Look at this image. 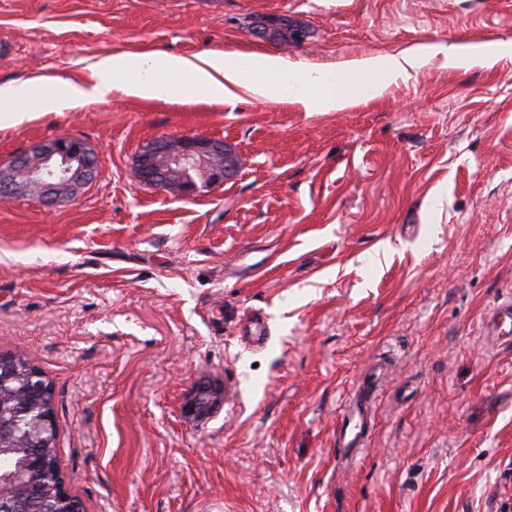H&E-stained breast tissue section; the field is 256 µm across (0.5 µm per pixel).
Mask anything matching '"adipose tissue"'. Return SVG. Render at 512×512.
Instances as JSON below:
<instances>
[{"mask_svg": "<svg viewBox=\"0 0 512 512\" xmlns=\"http://www.w3.org/2000/svg\"><path fill=\"white\" fill-rule=\"evenodd\" d=\"M425 62L423 55L378 56L353 62L346 77L294 66L287 58L263 53L229 55L206 51L190 57L162 51L100 57L92 66V82L79 85L56 77H34L40 93L24 87L0 89V129L53 112L75 108L86 101L105 100L119 91L142 101L175 102L169 78L185 75L199 92V102L233 103L241 96L297 104L310 112L341 109L356 93L380 95L393 81L409 77Z\"/></svg>", "mask_w": 512, "mask_h": 512, "instance_id": "obj_1", "label": "adipose tissue"}]
</instances>
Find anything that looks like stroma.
<instances>
[{"mask_svg":"<svg viewBox=\"0 0 512 512\" xmlns=\"http://www.w3.org/2000/svg\"><path fill=\"white\" fill-rule=\"evenodd\" d=\"M285 16L284 45L251 35ZM0 88L78 84L114 53L262 52L330 72L449 45H512V0H0ZM221 139L241 167L182 197L139 182L149 143ZM72 137L96 180L0 201V353L52 387L85 512H512V56L431 57L330 112L107 101L0 130V163ZM263 317L267 341L240 322ZM222 387L208 417L182 407ZM368 401L363 453L340 414ZM509 324V330L503 329V326ZM504 330V333H503ZM512 300L507 299L498 303L490 313V317L487 322L486 331L484 336L489 338L496 344L503 338L507 339L504 342L511 343L512 337ZM223 399V391L214 388L208 382L199 383L183 406L184 414L201 418L212 413Z\"/></svg>","mask_w":512,"mask_h":512,"instance_id":"obj_1","label":"stroma"}]
</instances>
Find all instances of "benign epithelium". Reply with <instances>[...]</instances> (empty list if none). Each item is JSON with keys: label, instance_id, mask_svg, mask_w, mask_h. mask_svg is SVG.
Masks as SVG:
<instances>
[{"label": "benign epithelium", "instance_id": "benign-epithelium-1", "mask_svg": "<svg viewBox=\"0 0 512 512\" xmlns=\"http://www.w3.org/2000/svg\"><path fill=\"white\" fill-rule=\"evenodd\" d=\"M239 156L228 143L206 137L181 135L152 142L135 160L137 178L180 196H191L202 188L222 184L239 172ZM95 152L75 138H56L0 165V199L29 196L46 206L74 198L96 178ZM26 384L9 390L0 383V439L20 437L25 449V466L43 465L40 449L55 441L53 395L48 382L32 360L25 365ZM223 399V391L208 382L198 384L183 406L184 414L201 418L212 413ZM40 413L21 436L6 422V416L28 415L32 403Z\"/></svg>", "mask_w": 512, "mask_h": 512}]
</instances>
